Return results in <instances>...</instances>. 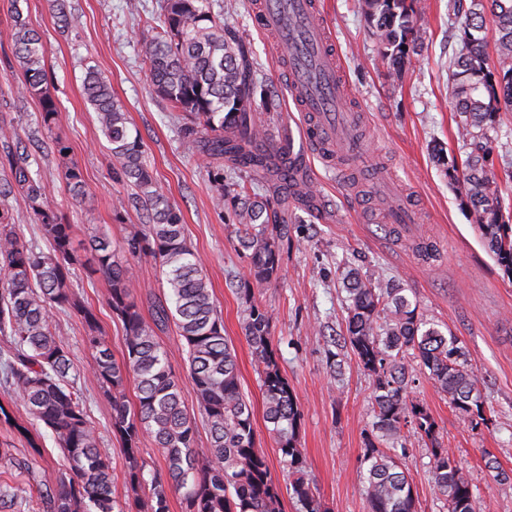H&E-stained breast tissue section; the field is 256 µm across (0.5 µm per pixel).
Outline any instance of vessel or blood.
Segmentation results:
<instances>
[{
	"label": "vessel or blood",
	"mask_w": 512,
	"mask_h": 512,
	"mask_svg": "<svg viewBox=\"0 0 512 512\" xmlns=\"http://www.w3.org/2000/svg\"><path fill=\"white\" fill-rule=\"evenodd\" d=\"M256 26L288 62L299 109L309 119L307 147L328 163L361 158L366 144L354 131L355 118L337 113L344 92L336 81L339 59L316 0H260Z\"/></svg>",
	"instance_id": "1"
}]
</instances>
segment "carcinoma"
<instances>
[{
    "label": "carcinoma",
    "instance_id": "cac0c4a2",
    "mask_svg": "<svg viewBox=\"0 0 512 512\" xmlns=\"http://www.w3.org/2000/svg\"><path fill=\"white\" fill-rule=\"evenodd\" d=\"M415 4L361 0L393 78L411 65L422 42ZM13 6L14 56L25 76L18 97L38 98L41 123L49 129L58 107L48 86L45 46L22 18L19 0H13ZM162 15L161 26L144 44L143 63L153 92L172 111L194 118L180 130L188 151L210 164L228 162L251 181L292 188L281 164L288 145L273 142L269 130L253 118L257 77L237 29L213 13L211 0H163ZM463 16L451 95L465 159L448 161V178L471 204L484 245L512 275V224L505 220L512 207L499 194L487 141L496 115L512 110V0H470ZM489 26L495 32L492 47L478 36ZM491 48L497 56L493 68L488 66ZM83 97L109 145L112 170L128 189L120 208L129 204L144 217L116 248L104 235L90 243L93 271L108 284L106 304L123 325L124 352L120 360L112 355L95 313L72 288L73 269L80 263L72 225L47 204L44 184L31 164L6 155L0 160V196L16 191L26 198L50 250L38 251L23 242L12 227L8 207L0 206V336L6 340L0 349V382L15 387L33 425L51 431L76 477L46 487L28 461L0 448V459L37 488V500L23 503L12 485L0 483V509L15 512L25 505L29 512H113L111 449L100 447L77 389L68 345L52 329V312L71 311L88 333L95 353L94 376L112 404V431L122 446L129 508L169 512L168 492L173 489L182 496L184 512H280V490L257 445L253 408L240 391L236 354L224 339L223 320L185 238L181 212L155 181L143 142L129 129L124 105L91 65L86 67ZM57 152L63 157L61 176L69 194L75 202H85L88 192L79 164L66 158L65 147L57 146ZM214 181L218 204L228 198L237 203L238 238L248 252L251 279L271 282L279 274L281 246L288 239L280 211L285 196L251 195L243 181L224 184L219 170ZM147 257L161 268L167 288L165 300L154 305L151 324L141 313L133 273L136 263ZM343 283L349 344L373 379L376 428L392 440L391 448L381 450L380 438L368 437L363 493L369 512H418L412 484L401 467L407 454L402 430L407 425L432 445L430 470L448 512H482V502L459 463L436 447L434 418L407 399L411 376L405 357L410 353L471 428L493 424L460 341L442 333L417 304L397 291L378 288L352 271ZM242 293L244 335L259 374L269 433L293 476L290 490L302 512H324L299 448L297 399L271 344V315L251 299V289ZM382 313L387 314L383 325L378 323ZM170 322L188 347L191 380L210 432L206 448L196 445L194 422L183 410L179 382L157 341L155 329ZM130 378L137 392L133 410L124 395ZM0 418L26 438L29 454L41 455L40 434L31 433L1 405ZM147 438L166 462V482L145 478L142 445Z\"/></svg>",
    "mask_w": 512,
    "mask_h": 512
}]
</instances>
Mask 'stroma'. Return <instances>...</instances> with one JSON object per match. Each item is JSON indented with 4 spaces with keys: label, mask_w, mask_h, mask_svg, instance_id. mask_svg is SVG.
<instances>
[{
    "label": "stroma",
    "mask_w": 512,
    "mask_h": 512,
    "mask_svg": "<svg viewBox=\"0 0 512 512\" xmlns=\"http://www.w3.org/2000/svg\"><path fill=\"white\" fill-rule=\"evenodd\" d=\"M320 3L341 61L344 103L370 144L360 164L340 175L303 149L302 118L292 102L287 63L256 29L254 0H212L215 11L223 12L225 23L246 41L258 73L256 101L271 97L279 103L277 111H257V121L272 128L276 138L292 140L309 173L307 189L282 207L288 243L277 280L250 286L232 204L217 206L212 168L186 149L180 114L149 85L142 51L161 17L158 0H65L66 13L78 19L70 28L62 26L48 0H0V127L18 133L0 140V154L8 150L37 160L47 201L72 224L82 258L90 256L92 236L105 234L117 242L137 229L139 213L117 209L126 191L110 167L95 114L82 97L84 68L96 66L123 103L130 130L141 135L161 190L182 213L185 237L211 283L224 336L236 352L240 389L254 409L257 444L280 490L288 489L291 475L268 432L259 376L242 332L246 305L241 290L252 287L255 302L272 316V345L298 401L299 442L314 495L326 512H368L362 486L365 442L374 432L373 382L358 367L347 340L343 278L353 269L380 287L401 289L442 332L461 341L493 411V424L471 429L413 358L407 361L413 377L409 396L435 419L437 444L460 462L486 512H512V277L484 248L471 208L446 175L445 158L458 151L449 90L451 64L460 49L454 0H419L423 44L399 79L388 76L379 41L357 0ZM16 4L45 45L49 88L59 108L49 130L36 122L37 99L14 97L24 79L12 55ZM58 141L82 169L91 194L85 206L74 205L65 189L54 147ZM488 141L501 194L510 199L512 112L500 113ZM389 173L420 210L421 223L382 221L387 201L375 193L374 183ZM73 288L95 308L105 340L114 356H121L123 327L105 302L104 278L79 266ZM52 321L70 348L87 414L112 451L113 493L125 501L121 443L112 432L111 403L93 374L85 327L79 316L64 312L54 313ZM157 336L179 380L183 407L196 422L197 445L207 447L209 429L189 376L186 343L171 326ZM403 435L409 450L403 465L419 512H448L430 478L432 445L412 428H404ZM489 459L497 461L498 471L487 469Z\"/></svg>",
    "instance_id": "stroma-1"
}]
</instances>
